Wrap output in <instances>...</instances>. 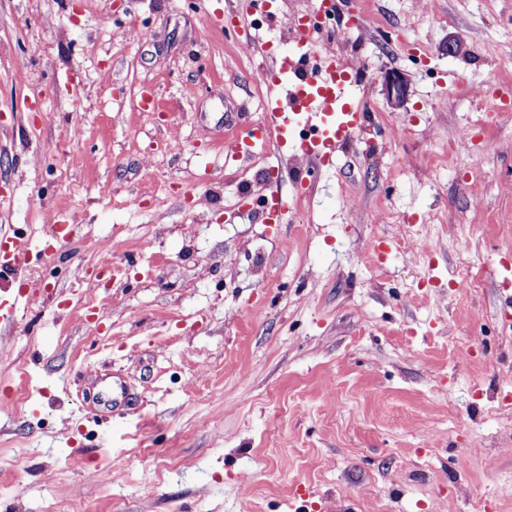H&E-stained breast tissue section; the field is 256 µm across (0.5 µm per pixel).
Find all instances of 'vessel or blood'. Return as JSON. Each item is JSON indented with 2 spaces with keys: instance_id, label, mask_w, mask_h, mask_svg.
Here are the masks:
<instances>
[{
  "instance_id": "vessel-or-blood-1",
  "label": "vessel or blood",
  "mask_w": 512,
  "mask_h": 512,
  "mask_svg": "<svg viewBox=\"0 0 512 512\" xmlns=\"http://www.w3.org/2000/svg\"><path fill=\"white\" fill-rule=\"evenodd\" d=\"M294 44L272 64L262 65L270 96L257 127L256 139L234 141L228 148L232 159L250 157L256 150L287 144L288 130L299 125L298 150L313 164L321 165L361 129L364 115L349 101V61L333 52L322 54L318 65L304 71L317 37L308 36L300 18H293Z\"/></svg>"
}]
</instances>
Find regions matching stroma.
<instances>
[{
  "label": "stroma",
  "mask_w": 512,
  "mask_h": 512,
  "mask_svg": "<svg viewBox=\"0 0 512 512\" xmlns=\"http://www.w3.org/2000/svg\"><path fill=\"white\" fill-rule=\"evenodd\" d=\"M333 2L367 118L315 168L224 156L316 0H0V512H512V0ZM382 84L388 102L393 106H400L408 93V83L405 75L399 71L384 72Z\"/></svg>",
  "instance_id": "1"
}]
</instances>
